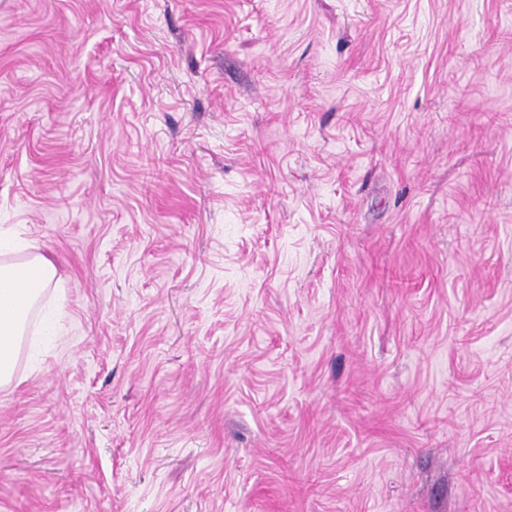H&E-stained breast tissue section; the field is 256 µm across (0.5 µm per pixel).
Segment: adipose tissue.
<instances>
[{"mask_svg": "<svg viewBox=\"0 0 512 512\" xmlns=\"http://www.w3.org/2000/svg\"><path fill=\"white\" fill-rule=\"evenodd\" d=\"M22 248V243L0 239V386L10 383L28 314L56 275L45 255L15 259Z\"/></svg>", "mask_w": 512, "mask_h": 512, "instance_id": "1", "label": "adipose tissue"}]
</instances>
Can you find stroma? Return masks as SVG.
<instances>
[{"label": "stroma", "mask_w": 512, "mask_h": 512, "mask_svg": "<svg viewBox=\"0 0 512 512\" xmlns=\"http://www.w3.org/2000/svg\"><path fill=\"white\" fill-rule=\"evenodd\" d=\"M0 235V512H512V0H0ZM25 248L0 237V386L10 383L28 314L56 275L54 263L43 254L5 258Z\"/></svg>", "instance_id": "35a3bbf8"}]
</instances>
